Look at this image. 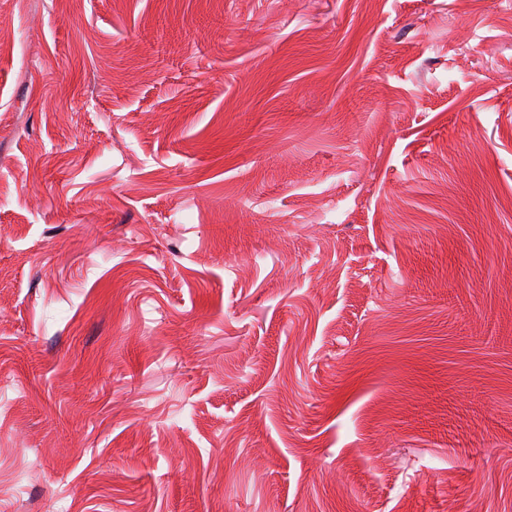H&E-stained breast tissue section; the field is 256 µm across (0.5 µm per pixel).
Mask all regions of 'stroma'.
I'll return each mask as SVG.
<instances>
[{"instance_id":"1","label":"stroma","mask_w":512,"mask_h":512,"mask_svg":"<svg viewBox=\"0 0 512 512\" xmlns=\"http://www.w3.org/2000/svg\"><path fill=\"white\" fill-rule=\"evenodd\" d=\"M0 29V512H512V0Z\"/></svg>"}]
</instances>
